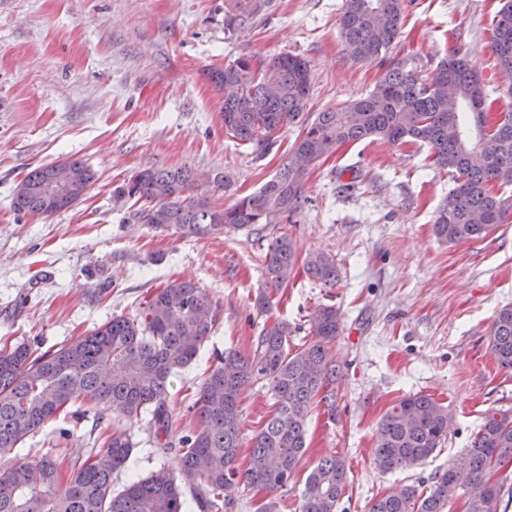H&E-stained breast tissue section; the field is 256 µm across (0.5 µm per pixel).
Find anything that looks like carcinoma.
<instances>
[{
  "instance_id": "carcinoma-1",
  "label": "carcinoma",
  "mask_w": 512,
  "mask_h": 512,
  "mask_svg": "<svg viewBox=\"0 0 512 512\" xmlns=\"http://www.w3.org/2000/svg\"><path fill=\"white\" fill-rule=\"evenodd\" d=\"M263 7L259 0H237L233 20L245 22ZM404 0H345L341 36L351 57L372 62L396 51ZM492 49L504 75L512 77V0L495 15ZM216 92L225 86L239 93L220 98L224 128L256 158L275 146L287 125L300 126L291 152L317 162L337 147L373 138L395 144L426 145L434 164L448 171L454 187L433 224L435 236L451 244L491 233L512 205L492 192V184H512V113L487 125L481 75L465 56L445 58L431 77L422 79L400 60L368 95L307 118L310 72L292 54L270 62L240 57L211 71ZM453 86L466 112L448 111ZM473 123L475 139L464 135ZM476 149L482 164L470 162ZM73 173L71 203L54 200L45 187L54 165L31 170L16 190L19 214L51 216L71 208L86 193L95 172L81 159L67 160ZM308 172L286 160L257 191L230 207L210 209L214 196L231 186L222 171L205 185L189 166L145 169L118 187L117 194L136 199L135 221L150 229L205 236L279 224L299 212ZM166 183L171 195L156 201L155 186ZM324 285L336 283V263L322 252L301 256L288 229L270 239L264 257L265 288L253 307L263 325L244 353L227 348L211 365L196 392L197 424L176 427L171 377L192 364L213 335L218 313L207 291L190 281L173 280L157 289L134 315H118L85 336L56 349L40 351L29 343L0 341V512H234L240 485L270 494L258 512H279L272 494L288 486L306 453L307 420L314 401L336 413V381L341 369L333 351L340 317L333 305L312 313L311 338L290 347L288 321L273 311V298L289 287L297 266ZM497 364L512 370V305L496 314L488 339ZM268 385L272 410L249 442L242 440L243 390ZM90 413L131 425L146 422L148 442L176 465L162 466L144 477L131 475L117 486L113 474L129 463L135 443L112 431L102 448L88 451L68 472L49 456L24 448L61 412L76 402ZM448 407L429 394L399 400L381 418L375 434L374 463L382 472L423 464L448 435ZM248 448V466L237 464ZM512 460V413H488L482 428L455 464L435 475L429 490L405 485L387 493L369 512H448L459 491L478 485L480 495L467 500V512H500L503 486L492 480ZM348 483L345 460H318L308 475L298 512H337Z\"/></svg>"
}]
</instances>
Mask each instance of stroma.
<instances>
[{"mask_svg": "<svg viewBox=\"0 0 512 512\" xmlns=\"http://www.w3.org/2000/svg\"><path fill=\"white\" fill-rule=\"evenodd\" d=\"M345 0H267L244 24L225 0H0V337L41 349L83 336L115 315L135 314L175 279L205 288L219 329L196 362L172 377L174 402L195 394L216 355L248 350L262 320L252 304L264 280V233L182 236L138 224L134 200L117 186L146 168L222 170L232 205L265 183L287 157L297 128L280 131L258 159L224 127L208 72L251 56L291 53L310 67L309 112L364 96L386 74L352 59L340 36ZM500 0H405L399 58L432 75L454 48L483 78L492 117L512 112V79L492 51ZM79 158L96 173L72 208L45 217L14 211V193L34 168ZM454 183L428 148L364 140L339 147L309 173L307 201L289 225L299 253L336 260L335 286L304 270L277 311L309 333L318 305L336 306L334 351L343 367L335 418L314 404L307 451L280 512H296L316 461L345 459L349 479L338 512H369L374 499L406 484L428 487L456 463L487 410L512 411V371L488 346L498 310L512 304V215L491 234L440 242L436 213ZM104 295H97V288ZM429 394L447 406L448 438L422 466L383 473L371 448L377 424L397 401ZM48 425L28 447L70 470L89 425L70 438Z\"/></svg>", "mask_w": 512, "mask_h": 512, "instance_id": "35a3bbf8", "label": "stroma"}]
</instances>
